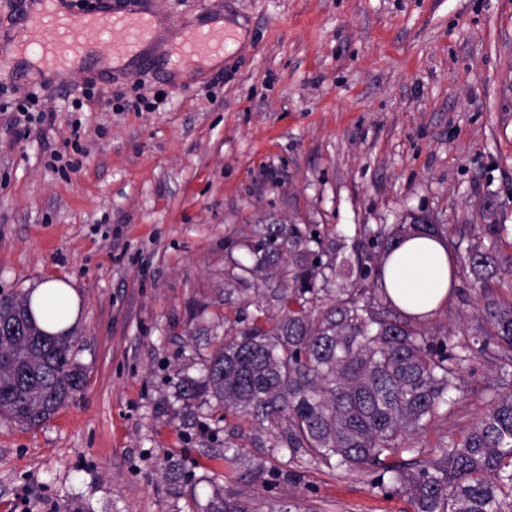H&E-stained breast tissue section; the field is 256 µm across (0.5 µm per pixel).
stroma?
Wrapping results in <instances>:
<instances>
[{"label":"stroma","instance_id":"35a3bbf8","mask_svg":"<svg viewBox=\"0 0 512 512\" xmlns=\"http://www.w3.org/2000/svg\"><path fill=\"white\" fill-rule=\"evenodd\" d=\"M165 37L220 19L242 29L221 64L183 78L161 55L64 82L13 65L0 106L37 95L54 124L16 139L0 113V292L61 277L79 296L72 328L85 388L47 422L0 416V512H200L212 486L254 512H412L365 472L306 464L255 444L251 420L184 410L179 375H199L195 313L276 316L279 274L239 286L233 260L267 223L342 232L340 256L377 258L369 230L428 214L455 228L456 286L428 319L461 336L484 300L466 262L493 202L512 255V0H144ZM141 94L154 111L72 101L87 84ZM81 121L77 170L48 163ZM501 374L465 362L459 402L415 444L429 457L488 407ZM246 459H222L225 441ZM189 476L174 483L164 467Z\"/></svg>","mask_w":512,"mask_h":512}]
</instances>
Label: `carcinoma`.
I'll use <instances>...</instances> for the list:
<instances>
[{"label":"carcinoma","mask_w":512,"mask_h":512,"mask_svg":"<svg viewBox=\"0 0 512 512\" xmlns=\"http://www.w3.org/2000/svg\"><path fill=\"white\" fill-rule=\"evenodd\" d=\"M445 232L411 215L372 238L385 256L408 235ZM483 235L467 255L481 283L501 271L498 225H484ZM247 248L249 263H234L237 280L288 262L275 293L279 313L224 333L201 355L200 376L180 378L181 399L254 418L290 463L369 470L374 487L406 497L414 512H512V374L506 384L496 380L489 408L462 439L440 441L426 460H395L417 452L412 437L453 409L471 342L482 343L491 364L512 361V302L489 301L485 318L450 344L448 334L402 312L385 288L352 287L353 273L367 278L371 268L359 256L354 265L338 260V249L297 224H269ZM85 383L72 332L44 331L29 297L0 295V416L38 427ZM202 512L249 509L218 487Z\"/></svg>","instance_id":"obj_1"}]
</instances>
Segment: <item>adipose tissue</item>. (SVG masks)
<instances>
[{
  "mask_svg": "<svg viewBox=\"0 0 512 512\" xmlns=\"http://www.w3.org/2000/svg\"><path fill=\"white\" fill-rule=\"evenodd\" d=\"M383 283L404 313L432 317L447 301L455 282V260L442 240L430 236L406 239L381 266ZM30 300L42 328L55 333L77 321L79 298L58 278L40 281Z\"/></svg>",
  "mask_w": 512,
  "mask_h": 512,
  "instance_id": "adipose-tissue-1",
  "label": "adipose tissue"
}]
</instances>
